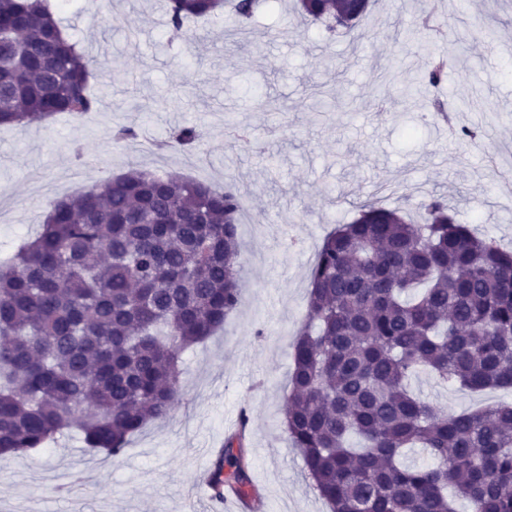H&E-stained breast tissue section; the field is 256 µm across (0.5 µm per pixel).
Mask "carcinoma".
Returning a JSON list of instances; mask_svg holds the SVG:
<instances>
[{"mask_svg": "<svg viewBox=\"0 0 512 512\" xmlns=\"http://www.w3.org/2000/svg\"><path fill=\"white\" fill-rule=\"evenodd\" d=\"M258 0H235L244 31ZM333 30L369 4L296 0ZM224 0H166L168 26L217 18ZM189 37V36H187ZM190 42L196 37L190 36ZM92 61L64 35L48 0H0V125L91 112ZM428 65L409 89L446 78ZM143 136L121 126L113 142ZM194 124L172 146L200 142ZM245 195L132 169L52 200L40 231L0 262V456L51 447L76 430L111 457L164 420L183 384L181 355L224 327L242 287ZM423 223L376 202L322 241L307 320L292 343L282 425L330 512H512V403L444 415L411 389L418 374L472 391L512 387V251L422 198ZM418 448L432 463L407 465ZM260 501L243 434L213 466Z\"/></svg>", "mask_w": 512, "mask_h": 512, "instance_id": "obj_1", "label": "carcinoma"}]
</instances>
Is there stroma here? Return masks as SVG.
I'll use <instances>...</instances> for the list:
<instances>
[{
  "instance_id": "obj_1",
  "label": "stroma",
  "mask_w": 512,
  "mask_h": 512,
  "mask_svg": "<svg viewBox=\"0 0 512 512\" xmlns=\"http://www.w3.org/2000/svg\"><path fill=\"white\" fill-rule=\"evenodd\" d=\"M293 4L269 0L246 35L221 18L199 20L192 46L173 38L158 0H70L60 13L95 62L99 106L0 127V258L38 229L50 200L138 168L245 192L242 291L223 330L183 353L185 389L165 421L117 460L75 433L0 456V512H208L187 492L205 450L242 413L262 512H329L281 425L323 237L363 201L405 210L423 193L447 196L460 223L512 246V0H471L466 10L457 0H373L340 35L301 20ZM427 10L441 32L420 41ZM484 21L494 37L472 33ZM438 54L450 61L434 90L448 125L428 116L425 96L402 91ZM134 118L159 142L186 122L203 140L159 154L113 146V128ZM464 127L478 142L461 138ZM414 389L446 414L512 403V389L473 392L426 373Z\"/></svg>"
}]
</instances>
